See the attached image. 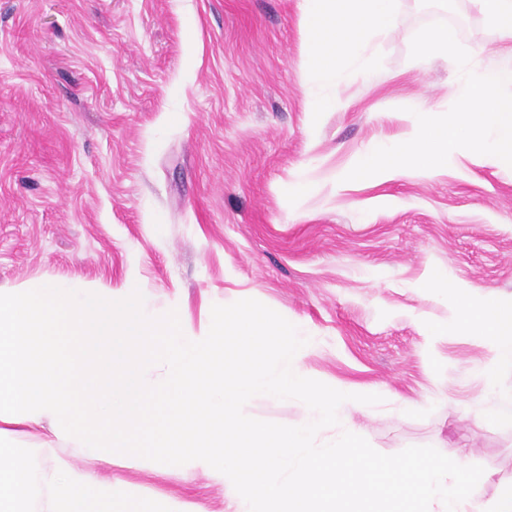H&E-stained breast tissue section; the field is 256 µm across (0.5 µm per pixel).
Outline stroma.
Segmentation results:
<instances>
[{"instance_id":"1","label":"stroma","mask_w":512,"mask_h":512,"mask_svg":"<svg viewBox=\"0 0 512 512\" xmlns=\"http://www.w3.org/2000/svg\"><path fill=\"white\" fill-rule=\"evenodd\" d=\"M302 5L0 0V288L135 281L191 334L213 305L258 300L315 336L310 375L381 396L356 419L375 450L471 449L492 497L512 483V430L460 409L493 406L512 376L487 379L489 337L458 326L454 295L428 281L474 310L512 301V167L461 150L434 177L345 174L407 139L415 110L455 102L444 58L411 59L417 31L448 23L485 67L497 33L478 0H401L376 74L313 114ZM101 471L132 495L225 512L223 479L202 469Z\"/></svg>"}]
</instances>
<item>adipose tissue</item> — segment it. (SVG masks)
<instances>
[{
  "label": "adipose tissue",
  "mask_w": 512,
  "mask_h": 512,
  "mask_svg": "<svg viewBox=\"0 0 512 512\" xmlns=\"http://www.w3.org/2000/svg\"><path fill=\"white\" fill-rule=\"evenodd\" d=\"M399 8L400 0H304L301 26L314 80L305 92L309 111H332L337 99L327 94V87L340 86L357 73L373 72L376 47L397 29ZM463 322L491 338L488 376L512 373V303L489 301L465 314Z\"/></svg>",
  "instance_id": "ef3b65f1"
}]
</instances>
